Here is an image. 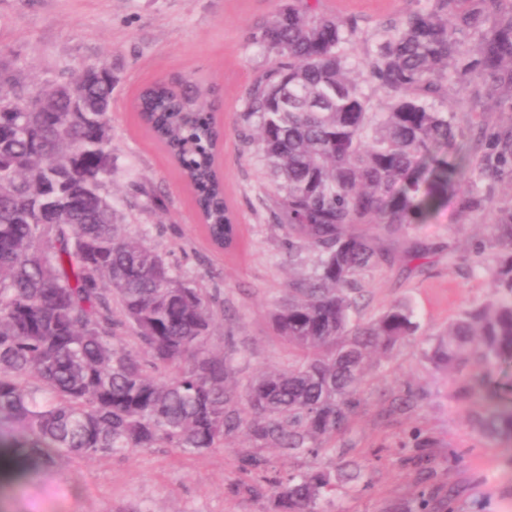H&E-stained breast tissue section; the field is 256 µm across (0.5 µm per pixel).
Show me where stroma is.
I'll list each match as a JSON object with an SVG mask.
<instances>
[{
	"instance_id": "stroma-1",
	"label": "stroma",
	"mask_w": 512,
	"mask_h": 512,
	"mask_svg": "<svg viewBox=\"0 0 512 512\" xmlns=\"http://www.w3.org/2000/svg\"><path fill=\"white\" fill-rule=\"evenodd\" d=\"M288 0H0V67L35 86L72 80L101 63L112 70L110 125L115 167L109 191L131 236L178 264L186 280L221 291L211 345L232 333L242 356L236 383L287 367L293 357L274 333L271 315L288 296L296 258L281 247L285 230L271 218L275 187L256 148L241 136L239 116L247 87L273 57L251 34ZM414 0H318L319 13L353 18L372 34L401 20ZM185 76L214 89L224 127L220 162L224 190L237 219L238 245L227 251L205 235L191 192L132 108L144 85ZM449 88L448 104L464 126L512 125V110L483 107L476 93ZM492 212L462 219L456 198L411 226L412 240L428 245L422 258L400 259L364 275L357 320L409 303L420 328L390 354L374 355L362 406L350 427L330 440L307 469L340 472L361 464V479L337 481L323 512H414L419 490L452 495L454 512H512V442L482 438L471 418L495 402L512 401V361L495 366L485 387L457 398L448 372L425 356L430 340L474 300L487 298V278L471 274L463 258L486 237ZM417 398L395 409L405 387ZM427 442L430 473L410 462L402 442L410 430ZM244 436L223 447L185 455L173 448L65 460L39 476L0 479V512H274L271 497L238 493Z\"/></svg>"
}]
</instances>
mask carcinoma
<instances>
[{"label":"carcinoma","instance_id":"cac0c4a2","mask_svg":"<svg viewBox=\"0 0 512 512\" xmlns=\"http://www.w3.org/2000/svg\"><path fill=\"white\" fill-rule=\"evenodd\" d=\"M503 2L425 0L368 37L352 18L288 0L255 29L252 41L275 61L245 92L244 142L276 178L283 249L315 260L272 314L298 360L237 393L226 385L233 335L223 352L210 345L217 293L190 286L155 246L123 234L109 202L110 68L62 83L66 96L50 97L43 112L12 111L29 86L0 78V445L12 437L35 474L61 458L158 447L199 454L240 433L258 448L318 458L360 405L371 355L418 331L406 304L351 325L361 274L402 251L425 254L400 239L448 197H459L466 219L490 207L484 180L512 178V125L483 127L467 143L442 102L448 83L480 79L512 110V7ZM357 66L382 92L379 107L351 76ZM203 98L186 78L161 79L135 108L191 187L208 237L228 247L235 224L216 172L220 127ZM489 228L469 267L488 277L491 295L425 352L448 368L461 398L487 378L470 365L512 360V206L497 209ZM474 429L512 439V405L476 414ZM240 460L237 491L270 493L276 512H320L335 489L326 470L283 477L257 455ZM418 512H451V497L422 496Z\"/></svg>","mask_w":512,"mask_h":512}]
</instances>
